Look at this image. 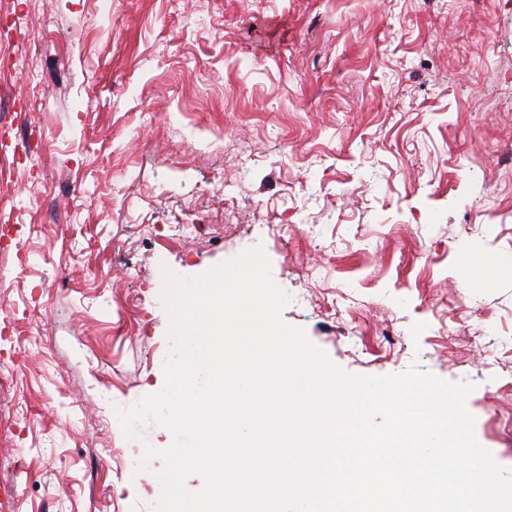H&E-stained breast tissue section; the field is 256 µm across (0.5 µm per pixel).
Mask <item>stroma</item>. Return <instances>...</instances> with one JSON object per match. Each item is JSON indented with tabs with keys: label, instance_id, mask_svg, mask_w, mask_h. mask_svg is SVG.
Masks as SVG:
<instances>
[{
	"label": "stroma",
	"instance_id": "obj_1",
	"mask_svg": "<svg viewBox=\"0 0 512 512\" xmlns=\"http://www.w3.org/2000/svg\"><path fill=\"white\" fill-rule=\"evenodd\" d=\"M263 243L345 371L473 384L512 469V0H0L7 512H152L162 268Z\"/></svg>",
	"mask_w": 512,
	"mask_h": 512
}]
</instances>
